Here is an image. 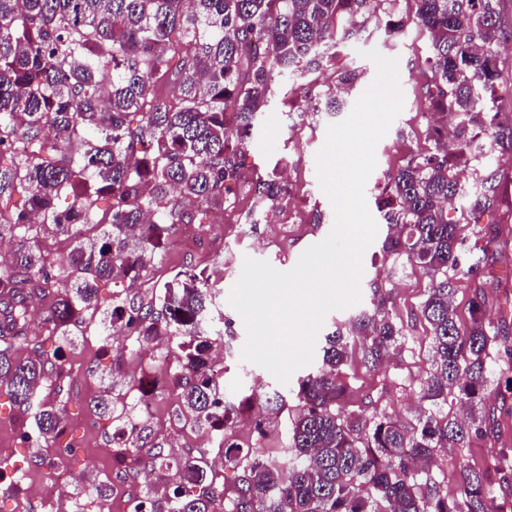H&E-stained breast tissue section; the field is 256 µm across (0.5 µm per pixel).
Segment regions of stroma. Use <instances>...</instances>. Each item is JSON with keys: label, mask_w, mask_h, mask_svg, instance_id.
Segmentation results:
<instances>
[{"label": "stroma", "mask_w": 512, "mask_h": 512, "mask_svg": "<svg viewBox=\"0 0 512 512\" xmlns=\"http://www.w3.org/2000/svg\"><path fill=\"white\" fill-rule=\"evenodd\" d=\"M399 16L404 27L398 36L386 35L384 21H370L361 36L337 42L336 56L330 63L308 74L310 84L325 89L335 86L344 70L355 71L356 79L344 95L346 104L335 116H328L323 111L310 112L309 98L303 91L292 89L285 83L274 86L264 112L258 117L254 144L246 156L243 177L248 180L257 172L287 170L291 187L288 204L293 209V228L288 237L274 239L270 237L267 225L246 223L253 199L246 187H238L236 194L228 197L227 202L239 218L244 219L245 236L253 243L247 258L268 261L275 269L285 272L294 268L308 247L324 240L332 230L334 212L318 181L316 155L325 143L328 125L345 120L356 100L376 77L374 62L361 54L366 46H376L382 55L397 59L404 97L401 114L375 149L376 167L365 186L371 214L379 212L378 204L385 196L384 188L390 175L405 165L411 156L431 150L432 123L427 115L429 104L424 96V89L431 80V72L424 64L430 41L417 23L412 0H403ZM500 19L504 39L498 48L499 78L490 94L499 112L512 119V0H500ZM491 164L501 173L491 221L467 225L464 233L470 249L468 262L482 258L490 243L496 246L497 261L493 266L481 267L476 278L459 282L454 306L459 320L468 322L472 295L475 289H482L487 319L493 325L502 324L512 330V147H495ZM387 233V225L379 224L374 241L363 254L360 302L329 313L323 332H331L335 327L347 324L359 311L371 309L374 291L380 287L381 275L388 267L382 252ZM239 242L240 238L236 236L228 241L220 236L206 238L196 253L169 252L162 257L161 263L176 270L204 262L223 265L221 285L226 291L233 288L243 268L245 258L234 254ZM428 281L425 270L417 266L393 290L390 313L407 332L402 348L374 370L363 363L357 350L342 367L340 379L346 388V396L341 407L345 414H360L365 409V396L377 392L381 395L380 407L386 408L403 423L415 422V394L431 371V339L419 317ZM216 307L223 311L226 321L217 338L218 344L224 348L226 396L233 398L244 392L278 389L279 384L270 372L242 360L246 329L226 295L217 299ZM85 324L87 335L73 337L69 346L63 348L64 368L71 376L70 383L61 386L46 383L39 394L50 402H65L72 423L81 429L84 452L72 462L71 467L78 476L82 493H89L92 486L101 484L109 490L118 489L126 497H136L148 491V480L142 471H131L126 480L118 484L112 480L117 466L116 456L110 450L114 422L96 418L93 408L102 387L98 375L91 372L92 367L103 360L100 349L102 329L94 317L86 318ZM285 401L279 416L266 422L263 429L251 428L234 435L243 449L261 456L282 471L288 468L289 456L283 451L288 442L287 431L299 412L295 392H288ZM487 405L492 436L473 439L466 448L443 449L434 457L432 474L448 497L457 498L462 493L460 465L481 469L491 464L499 449L512 448V391H493ZM33 425V417L19 409L10 397L7 384L0 383V448L18 447L20 433Z\"/></svg>", "instance_id": "35a3bbf8"}]
</instances>
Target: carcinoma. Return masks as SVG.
<instances>
[{"instance_id": "carcinoma-1", "label": "carcinoma", "mask_w": 512, "mask_h": 512, "mask_svg": "<svg viewBox=\"0 0 512 512\" xmlns=\"http://www.w3.org/2000/svg\"><path fill=\"white\" fill-rule=\"evenodd\" d=\"M418 24L431 40L426 66L433 80L426 98L456 118L454 141L431 128L434 151L412 156L390 177L383 201L389 233L382 244L389 274L411 253L429 282L419 317L431 339L432 372L420 390L416 423L406 425L371 400L365 417L336 410L339 367L359 347L375 369L405 340L380 294L356 314L348 331L324 338L322 363L299 381L301 408L289 429L294 449L287 473L229 445L224 458L241 471L234 495L203 467L186 462L168 512H512L495 489L512 482V448L486 469L459 465L463 496L448 500L427 471L439 448H466L489 434L478 412L496 381L495 366L512 360V343L486 327L485 299L475 292L470 323L458 321L456 280L480 262L462 266L463 225L490 211L498 170L487 171L484 193L448 216L461 195L455 166L484 165L492 148L512 141L500 113L478 107L481 90L498 79L495 48L503 39L498 0H414ZM399 0H0V239L19 247L0 267V382L16 405L34 412L38 438L60 431L63 412L38 397L36 387L61 373L62 361L38 345L21 359L14 345L28 341V302L50 299L44 323L66 345L83 328L82 311L100 304V283L112 284L103 316L120 315L130 335L176 341L181 363L179 409L193 421L229 420L255 394L238 401L205 369V353L224 322L213 313L214 283L191 265L149 296L129 292L128 273L148 270L164 233L176 224H202L242 176L258 115L272 84L286 78L305 86L307 73L331 61L339 40L388 17L393 35ZM158 77L173 79L180 100L154 91ZM344 106L338 88L314 97L313 110ZM489 148L472 149L478 133ZM21 189L23 200L13 201ZM265 212L288 198L277 174L249 182ZM107 202L109 227L94 237L73 234L75 224H96ZM194 202L186 212L181 202ZM51 231L72 238L58 258L68 284L57 290L38 240ZM456 400L465 414L439 410ZM285 404L266 393L263 410ZM101 417L123 407L112 395L94 405Z\"/></svg>"}]
</instances>
